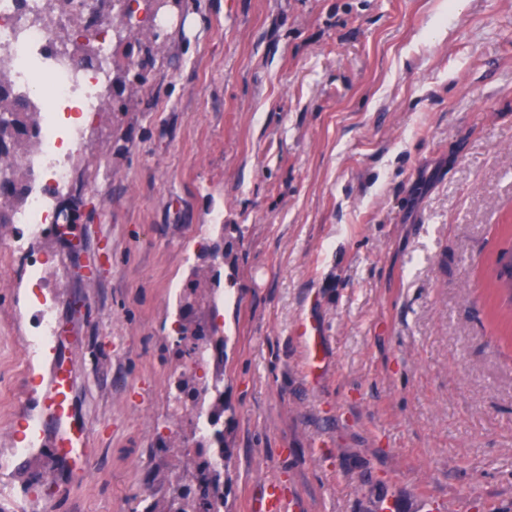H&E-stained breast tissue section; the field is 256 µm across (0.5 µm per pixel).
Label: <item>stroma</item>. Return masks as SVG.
<instances>
[{
	"mask_svg": "<svg viewBox=\"0 0 512 512\" xmlns=\"http://www.w3.org/2000/svg\"><path fill=\"white\" fill-rule=\"evenodd\" d=\"M113 40L58 196L76 233L0 225V512H176L201 459L178 381L224 392V512L279 480L299 512H512V0H177ZM143 80H136V73ZM230 243L223 363L176 320ZM65 340L90 470L24 450ZM321 328L304 369L299 320Z\"/></svg>",
	"mask_w": 512,
	"mask_h": 512,
	"instance_id": "1",
	"label": "stroma"
}]
</instances>
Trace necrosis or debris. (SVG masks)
<instances>
[{"label":"necrosis or debris","mask_w":512,"mask_h":512,"mask_svg":"<svg viewBox=\"0 0 512 512\" xmlns=\"http://www.w3.org/2000/svg\"><path fill=\"white\" fill-rule=\"evenodd\" d=\"M44 2L0 0V54L9 62L8 81L43 112L40 149L26 163L30 179L24 222L31 239L55 223L53 200L70 182L71 159L83 146L79 123L72 118L75 105L95 112L103 103L100 71L77 64L56 46V31L81 20L104 44L123 22L117 10L100 14V0H75L63 13L46 11Z\"/></svg>","instance_id":"necrosis-or-debris-1"}]
</instances>
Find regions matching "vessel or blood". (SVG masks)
I'll return each mask as SVG.
<instances>
[{"mask_svg":"<svg viewBox=\"0 0 512 512\" xmlns=\"http://www.w3.org/2000/svg\"><path fill=\"white\" fill-rule=\"evenodd\" d=\"M297 333L303 337L308 349L307 370L310 376H317L321 370L320 327L316 323L302 320L297 324ZM62 359V345L54 343L50 377L43 393L36 400L52 422V434L47 439L34 437L32 445L66 457L74 472L81 475L87 469L89 434L85 423L77 419L71 410V378L62 369ZM293 505V498L287 496L279 482L269 480L263 483L253 509L254 512H289Z\"/></svg>","mask_w":512,"mask_h":512,"instance_id":"b4317fda","label":"vessel or blood"}]
</instances>
